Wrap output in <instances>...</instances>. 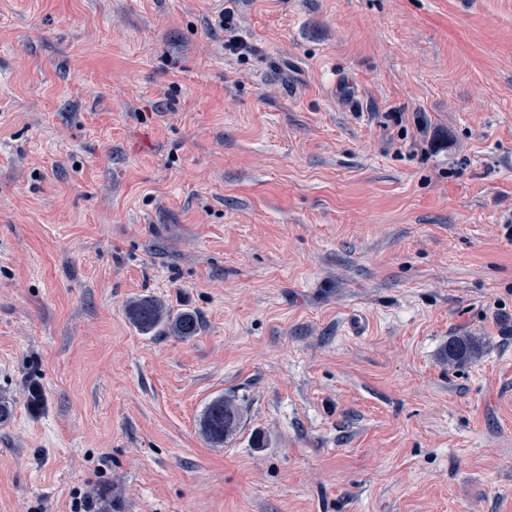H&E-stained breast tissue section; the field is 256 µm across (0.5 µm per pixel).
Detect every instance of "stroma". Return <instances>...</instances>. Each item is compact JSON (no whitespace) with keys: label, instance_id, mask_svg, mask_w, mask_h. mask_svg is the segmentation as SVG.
I'll use <instances>...</instances> for the list:
<instances>
[{"label":"stroma","instance_id":"35a3bbf8","mask_svg":"<svg viewBox=\"0 0 512 512\" xmlns=\"http://www.w3.org/2000/svg\"><path fill=\"white\" fill-rule=\"evenodd\" d=\"M224 6L0 0V512H512V0ZM218 22L224 29V53L237 57L247 54L248 47L239 35L235 13L232 8L224 7L218 15ZM131 319L136 328L145 334L156 330L167 331L182 340L193 338L200 329L195 315L189 312L172 315L162 302L151 298L133 305ZM477 344L471 336H452L443 349V357L449 364H463L476 355ZM241 413L234 401L223 395L212 399L205 407L201 420L203 437L215 446H223L237 432Z\"/></svg>","mask_w":512,"mask_h":512}]
</instances>
